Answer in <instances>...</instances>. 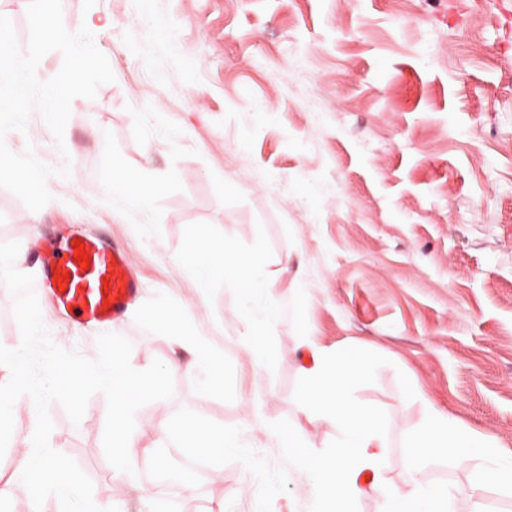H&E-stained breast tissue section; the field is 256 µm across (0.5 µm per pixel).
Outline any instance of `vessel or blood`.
Here are the masks:
<instances>
[{
	"mask_svg": "<svg viewBox=\"0 0 512 512\" xmlns=\"http://www.w3.org/2000/svg\"><path fill=\"white\" fill-rule=\"evenodd\" d=\"M80 241L90 258L85 268L75 260L70 241L50 244V256L45 262L47 274L60 269L69 275L64 287L50 286V295L58 307L69 310L80 323L114 321L125 311L136 288L128 257L100 239L84 235Z\"/></svg>",
	"mask_w": 512,
	"mask_h": 512,
	"instance_id": "obj_1",
	"label": "vessel or blood"
}]
</instances>
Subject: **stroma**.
Wrapping results in <instances>:
<instances>
[{
    "label": "stroma",
    "mask_w": 512,
    "mask_h": 512,
    "mask_svg": "<svg viewBox=\"0 0 512 512\" xmlns=\"http://www.w3.org/2000/svg\"><path fill=\"white\" fill-rule=\"evenodd\" d=\"M71 29L89 15L114 82L79 97L63 142L39 112L16 153L71 177H50L54 199L30 211L0 189V243L16 241L17 270L33 275L56 344L96 357L98 329L71 321L44 286L41 243L78 230L124 250L140 284L111 332L132 344L130 362L169 366L174 395L138 410L136 469H112L102 437L106 399L94 394L79 423L51 404V447L72 457L97 501L122 512H310L307 480L284 464L266 422L304 430L330 452L335 430L296 408L302 345L357 350L375 360L356 390L387 436L383 477L404 484L403 457L424 402L512 454V0H62ZM179 51L143 64L154 28ZM177 145L147 144L141 101ZM128 177L152 169L169 184L149 232L122 219L101 189L104 168ZM222 244L241 262L260 254L278 320L254 327L277 358L254 372L242 348L238 299L223 281L201 288L193 247ZM185 311L186 331L210 335L224 357L204 389L186 371L172 330L149 331L158 301ZM260 398L265 424L250 414ZM0 458V512H32L18 472L33 426L13 410ZM197 420L214 440L240 436L249 458L205 456L204 471L170 484L147 466L183 450L160 431ZM424 480L447 483L458 512H472L471 472L435 463Z\"/></svg>",
    "instance_id": "obj_1"
}]
</instances>
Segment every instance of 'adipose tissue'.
I'll use <instances>...</instances> for the list:
<instances>
[{"instance_id":"adipose-tissue-1","label":"adipose tissue","mask_w":512,"mask_h":512,"mask_svg":"<svg viewBox=\"0 0 512 512\" xmlns=\"http://www.w3.org/2000/svg\"><path fill=\"white\" fill-rule=\"evenodd\" d=\"M102 188L121 214L142 218L152 211V196L132 188L130 179L121 173H113L111 179L103 181ZM210 255V260L194 266L201 285L223 277L225 286L238 293L239 314L245 323H270L279 316L260 261L245 267L230 261L223 250H211ZM173 341L189 355L187 370L197 375L202 384H211L219 359L214 354L203 355L204 337L185 333L174 336ZM307 347L310 358L303 369L299 408L312 421H326L335 427L333 449L329 454H318L306 447L296 429L283 423L271 424L269 431L277 437L283 459L305 473L316 508L320 510L329 503L334 512H353L355 500L368 489L381 499L382 512H450L452 490L418 478L425 465L440 459L474 470V491H481L488 483L512 489V457L487 449L483 436L460 427L452 416L429 403L424 406L421 426L407 444V490L386 484L377 454L379 448L385 447L386 437L376 415L352 398L353 390L373 372V362L352 358L346 352L328 351L312 341ZM365 475L371 479L366 488L361 485Z\"/></svg>"}]
</instances>
